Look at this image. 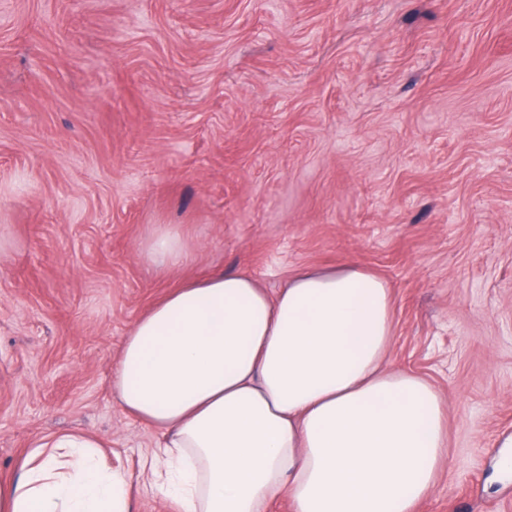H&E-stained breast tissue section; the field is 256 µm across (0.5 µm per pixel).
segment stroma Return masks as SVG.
<instances>
[{"label": "stroma", "instance_id": "obj_1", "mask_svg": "<svg viewBox=\"0 0 512 512\" xmlns=\"http://www.w3.org/2000/svg\"><path fill=\"white\" fill-rule=\"evenodd\" d=\"M352 263L443 397L415 512H512V0H0L1 477L84 434L177 512L112 390L129 326L187 279ZM144 252L156 266L169 269L182 266L188 260L190 247L177 228L166 225L146 243Z\"/></svg>", "mask_w": 512, "mask_h": 512}]
</instances>
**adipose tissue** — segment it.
Masks as SVG:
<instances>
[{"label":"adipose tissue","mask_w":512,"mask_h":512,"mask_svg":"<svg viewBox=\"0 0 512 512\" xmlns=\"http://www.w3.org/2000/svg\"><path fill=\"white\" fill-rule=\"evenodd\" d=\"M144 252L182 266L161 227ZM388 284L357 265L297 272L277 294L243 274L183 282L129 327L121 406L158 430L141 474L179 512H415L448 459L443 398L392 369ZM101 443L54 435L0 479V512H131V477Z\"/></svg>","instance_id":"1"}]
</instances>
